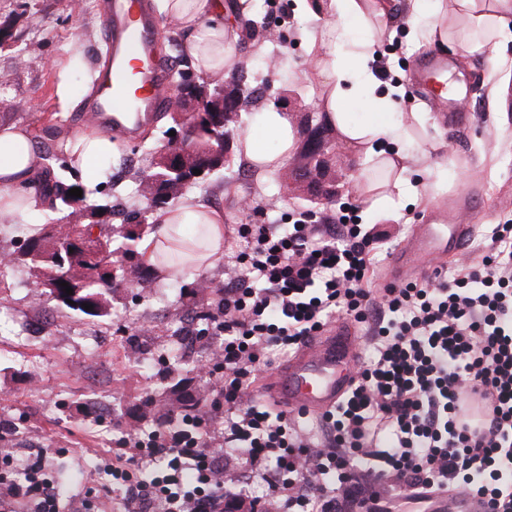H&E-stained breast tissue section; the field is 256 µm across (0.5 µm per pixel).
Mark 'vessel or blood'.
<instances>
[{
    "label": "vessel or blood",
    "mask_w": 512,
    "mask_h": 512,
    "mask_svg": "<svg viewBox=\"0 0 512 512\" xmlns=\"http://www.w3.org/2000/svg\"><path fill=\"white\" fill-rule=\"evenodd\" d=\"M102 9L109 28L110 59L91 115L125 130L169 104L171 78L154 56L160 30L144 0H103ZM421 77L431 93L447 98L448 64L443 58L428 59ZM470 232L469 225L455 223L449 210L441 212L438 223L412 225L396 273L411 270L420 257L442 258L461 251ZM357 343L352 325L331 326L264 379L254 391L255 398L303 416L334 407L351 387Z\"/></svg>",
    "instance_id": "vessel-or-blood-1"
}]
</instances>
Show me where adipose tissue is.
Here are the masks:
<instances>
[{
	"label": "adipose tissue",
	"instance_id": "ef3b65f1",
	"mask_svg": "<svg viewBox=\"0 0 512 512\" xmlns=\"http://www.w3.org/2000/svg\"><path fill=\"white\" fill-rule=\"evenodd\" d=\"M453 4L465 25L455 42L467 56L494 57L499 43L512 41V0H407L406 23L415 40L445 38L441 26L446 4ZM156 12L188 31L183 51L202 76L223 72L233 57L235 36L224 25L226 10L250 14L247 0H153ZM391 15L388 0H303L309 66L321 79L324 94L317 107L340 139L357 153L367 189L386 208L417 195L410 175L424 167L433 152L445 149L440 118L430 112H402L399 102L379 91L374 26ZM298 145V130L275 104L246 116L239 147L260 173H273L288 162ZM64 151L75 171L90 172L93 164L112 159L118 145L98 130L66 136ZM45 168L36 141L17 125L0 127V221L16 223L46 204L36 187ZM157 228L139 243L141 262L159 276L179 274L160 256L188 228L202 230L200 251L190 258L201 269L224 259V213L197 193L154 215Z\"/></svg>",
	"mask_w": 512,
	"mask_h": 512
}]
</instances>
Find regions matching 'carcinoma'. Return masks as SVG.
Segmentation results:
<instances>
[{
  "label": "carcinoma",
  "mask_w": 512,
  "mask_h": 512,
  "mask_svg": "<svg viewBox=\"0 0 512 512\" xmlns=\"http://www.w3.org/2000/svg\"><path fill=\"white\" fill-rule=\"evenodd\" d=\"M213 130L206 120H201L192 142L200 155L211 153ZM148 164L136 174L137 188H142L148 176H164L165 189L175 196L183 194L187 184L180 175L161 167L157 148L148 147ZM72 188L82 189V196L71 197ZM85 186L56 180L48 191L51 209L62 214V219H73L66 229L59 230L57 224H39L24 230L23 246L4 255L3 266L23 267L35 279L41 293L60 307L79 311L87 316L104 318L111 315L112 300L117 288L127 284V273L134 280L146 274V269L136 261L139 241L152 230L146 223L148 210L137 211L119 224L110 235H98L78 245L74 239L92 234V228L107 224L112 218V203L104 199L91 200ZM66 282L73 294L65 293L60 283ZM92 309H84V305Z\"/></svg>",
  "instance_id": "carcinoma-1"
}]
</instances>
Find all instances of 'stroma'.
I'll return each mask as SVG.
<instances>
[{
  "label": "stroma",
  "instance_id": "stroma-1",
  "mask_svg": "<svg viewBox=\"0 0 512 512\" xmlns=\"http://www.w3.org/2000/svg\"><path fill=\"white\" fill-rule=\"evenodd\" d=\"M266 24H237L239 38L232 59L253 90L245 113L261 111L283 91L293 97L292 111L314 107L320 80L309 74L296 81L293 68H305L308 22L299 18L298 0H256ZM162 38L157 52L171 69L197 77L196 65L181 49L185 32L167 19L158 21ZM0 30L9 38L0 46V125L20 123L35 137L49 179L69 176L70 166L59 149L65 132L86 128L85 100L90 97L88 67L106 58V22L102 11L74 12L69 0H0ZM85 43L83 59L68 61L74 39ZM431 50L444 56L461 100L465 124L445 128V153L431 163H447L448 177L420 191L398 208L372 211L373 199L351 185L341 202L357 205L360 223L387 235L377 259L386 272L400 253L410 227L432 218L448 199L462 197V223L472 232L464 253L480 254L493 225L512 219V86L505 106L492 107L489 89L495 81L491 63L482 56H465L453 41H434ZM424 49L416 46L404 26L385 31L378 53L392 62L404 89L401 109L447 115L448 106L418 86L413 74ZM177 125L171 110L160 112L141 137L118 135L123 157L143 158V142L164 143ZM230 165L212 173L207 195L224 212V235L235 225L284 224L310 209L309 201L289 198L284 190L289 170L302 169L303 149H296L286 168L262 176L237 178ZM134 170H119L117 162L95 167L91 187L112 197L113 223L142 209L129 195ZM258 212L246 215L244 201ZM10 284L0 291V457H8V475L41 462L55 484L61 505L93 490L103 512H111L112 477L103 449L114 447L129 430L149 434L169 423L180 410L181 397L204 396L206 381L194 366L206 362L217 343L206 334L205 314L224 286V268L187 270L170 278L156 275L121 291L111 318H92L65 310L40 297L28 271L4 269ZM197 313L204 337L193 343L189 356L175 348L173 329Z\"/></svg>",
  "mask_w": 512,
  "mask_h": 512
}]
</instances>
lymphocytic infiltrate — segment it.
Instances as JSON below:
<instances>
[{
  "label": "lymphocytic infiltrate",
  "mask_w": 512,
  "mask_h": 512,
  "mask_svg": "<svg viewBox=\"0 0 512 512\" xmlns=\"http://www.w3.org/2000/svg\"><path fill=\"white\" fill-rule=\"evenodd\" d=\"M237 233L209 312L223 341L200 367L224 432L199 414L128 432L110 467L122 512H399L439 492L512 512V224L495 225L478 257L381 288L383 236L353 204ZM336 320L361 324L374 349L336 408L311 419L252 398L271 350L296 352ZM242 468L262 498L237 490ZM0 512H59L41 466L0 476Z\"/></svg>",
  "instance_id": "obj_1"
}]
</instances>
